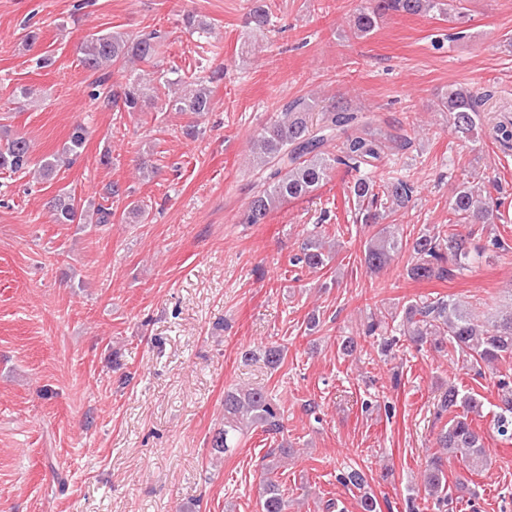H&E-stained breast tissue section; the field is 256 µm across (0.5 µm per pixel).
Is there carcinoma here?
I'll list each match as a JSON object with an SVG mask.
<instances>
[{"label":"carcinoma","instance_id":"obj_1","mask_svg":"<svg viewBox=\"0 0 512 512\" xmlns=\"http://www.w3.org/2000/svg\"><path fill=\"white\" fill-rule=\"evenodd\" d=\"M447 0H370L359 10L350 28L351 35L362 38L373 33L390 14L417 15L427 12H447ZM250 23L258 30L270 23V14L262 0H253ZM159 35L152 32L131 37L122 32L94 34L81 47L80 63L98 74L91 97L106 106L124 112H141L159 96L166 97L165 107L174 112H189L197 117L212 110L211 91L206 81L163 83L165 92L154 88L145 92L142 79L133 76L114 89L108 86L109 68L121 64L150 63L156 55ZM487 93L467 87H450L441 101V111L448 113V127L459 139H470L491 126L493 138L502 147H512V123L491 122L485 104ZM86 139L84 127L72 129L60 153L45 157L40 163L43 180H54L60 167L79 156ZM408 145L403 137L355 108L333 104L319 105L314 98H301L283 106L276 117L253 139L251 163L261 173V185L248 203L244 215L246 224H262L284 202L305 197L322 187L338 168L358 173L348 186L356 220L376 228L366 242L363 262L372 274L380 273L393 257L407 247L415 262L407 269L413 280L442 279L478 263L488 247H501V241L490 238L488 244L475 242L474 230L464 231L471 224H490L501 201L483 194L481 185L472 180L462 182L451 196L448 209L456 218L455 227L441 235L429 228L419 230L413 238H403L398 229L383 221L410 206L414 187L400 176H390L376 182L372 173L389 156ZM32 162L31 143L22 134L0 131V170L24 173ZM56 224H109L112 208L103 204L95 207L81 203L69 192H58L47 202ZM332 244L326 226L315 224L301 244L300 253L292 262L319 271L333 260ZM391 322L369 318L364 335L375 338L373 345L382 357L394 356V348L406 340L417 349L429 346L436 352L453 350L463 367L477 377L485 369L512 357V310L495 320H482L460 302L445 297L414 300L390 311ZM500 412L494 415L497 433L512 440V380L502 375L497 380ZM436 418L448 415L437 433L436 445L441 454L433 455L422 475L427 497L434 500L437 512H448L453 499L448 487L444 460L461 457L471 473L488 465L483 436L473 427L469 414L479 407L474 396L455 384L440 393ZM261 428L277 434L283 428L278 404L261 388L240 386L224 392V427L213 440V447L230 454L237 448L240 436L250 429ZM338 482L346 489L360 491L361 512H381L377 498L367 491L366 474L350 468L340 474ZM260 512H288V502L277 481L268 477L260 497Z\"/></svg>","mask_w":512,"mask_h":512}]
</instances>
